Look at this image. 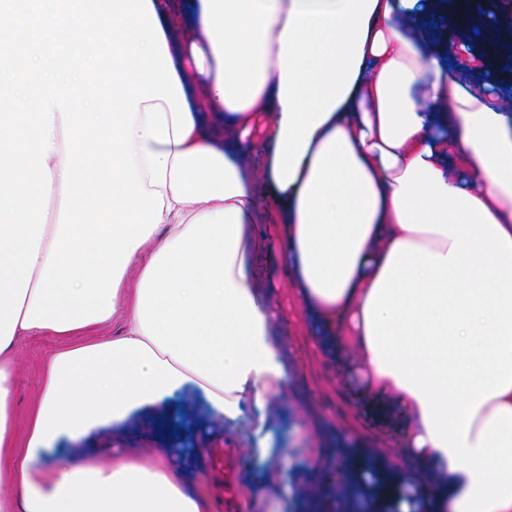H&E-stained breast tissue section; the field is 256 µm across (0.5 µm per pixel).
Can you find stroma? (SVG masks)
Segmentation results:
<instances>
[{"instance_id":"1","label":"stroma","mask_w":512,"mask_h":512,"mask_svg":"<svg viewBox=\"0 0 512 512\" xmlns=\"http://www.w3.org/2000/svg\"><path fill=\"white\" fill-rule=\"evenodd\" d=\"M438 38L447 43L450 61L468 60L461 75L471 91L490 95L501 106H512V71L494 72L484 66L475 33L442 31ZM257 269L272 285L273 306L288 312L290 319L281 342L289 359L291 383L285 398L270 400L267 405L273 423L265 442L274 449L290 448L293 431L301 422L314 433L309 447L290 448L291 453L282 464L281 490L287 494L292 512H325L326 504L339 496L354 497L355 512H370V501L360 488H337L325 475L340 464L358 469L399 455L397 442L405 428V417L387 397L373 391L354 401L348 399L343 369L334 361L336 351L329 344L315 347L314 321L301 311L285 268L262 259ZM60 345V340L52 336H26L16 345L18 431H25L26 417L39 398L42 366ZM170 406L174 412L172 422L178 427L175 440H168L166 433L157 431L153 421L138 418L117 432L109 427L101 429L80 440L79 445L90 454L114 444L145 454L163 441H171L179 450V469L187 490L207 491L218 497L224 494L225 450L237 449L241 456L237 497H244L263 478L268 463L256 451L248 417L232 424L210 416L202 396L196 393L176 394Z\"/></svg>"}]
</instances>
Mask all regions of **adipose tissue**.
Returning a JSON list of instances; mask_svg holds the SVG:
<instances>
[{
    "label": "adipose tissue",
    "mask_w": 512,
    "mask_h": 512,
    "mask_svg": "<svg viewBox=\"0 0 512 512\" xmlns=\"http://www.w3.org/2000/svg\"><path fill=\"white\" fill-rule=\"evenodd\" d=\"M165 36L180 0H151ZM418 0H194L183 52L207 81L175 142L164 100L139 105L136 163L164 199L150 248L119 284L112 339L63 331L43 369L24 443L15 439L13 347L0 350V512H211L188 494L173 449L110 462L69 449L136 415L166 416L179 392L267 431L290 384L277 314L257 273L278 246L309 315L346 371L403 411L405 457L433 467L376 474L390 512H512V110L450 71ZM262 165L281 222L259 230L247 163ZM38 263L56 231L65 157L54 129Z\"/></svg>",
    "instance_id": "adipose-tissue-1"
}]
</instances>
